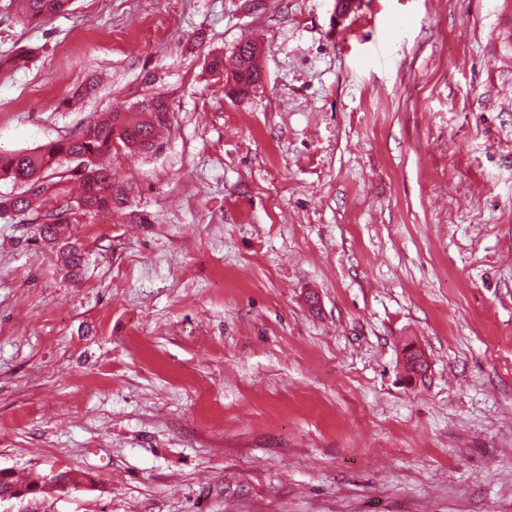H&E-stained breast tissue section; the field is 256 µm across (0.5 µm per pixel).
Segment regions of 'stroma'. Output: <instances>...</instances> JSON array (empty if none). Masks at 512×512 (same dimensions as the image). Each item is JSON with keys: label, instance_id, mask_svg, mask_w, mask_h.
Returning <instances> with one entry per match:
<instances>
[{"label": "stroma", "instance_id": "stroma-1", "mask_svg": "<svg viewBox=\"0 0 512 512\" xmlns=\"http://www.w3.org/2000/svg\"><path fill=\"white\" fill-rule=\"evenodd\" d=\"M511 32L512 0H0L1 152L174 114L111 159L147 223L0 215V468L80 481L45 512H512ZM249 39L236 97L206 61ZM22 21L42 24L67 11L71 0H22ZM257 46L251 42L241 44L226 61L234 60L236 72H233L232 80L230 77L225 81L227 85L233 86V91L238 94H246L250 86L255 82V72H259L256 64Z\"/></svg>", "mask_w": 512, "mask_h": 512}]
</instances>
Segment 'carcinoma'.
I'll return each mask as SVG.
<instances>
[{
    "instance_id": "1",
    "label": "carcinoma",
    "mask_w": 512,
    "mask_h": 512,
    "mask_svg": "<svg viewBox=\"0 0 512 512\" xmlns=\"http://www.w3.org/2000/svg\"><path fill=\"white\" fill-rule=\"evenodd\" d=\"M22 21L42 24L67 11L71 0H22ZM257 46L241 44L230 56L236 62V72L226 84L233 91L245 94L255 82ZM170 108L165 99L148 97L130 109L116 104L107 119L86 126L75 138L61 139L30 150L0 153V179L24 187L17 194L0 195V213H25L36 209L45 195L66 199V203L47 214L40 233L50 240L56 238L62 224L78 223V215L110 210L127 204L124 188L112 180V173L97 163L106 153L145 155L158 144L161 131L170 127ZM78 182L83 194L69 197L68 185ZM34 481L17 483L14 477L0 478V499L14 496Z\"/></svg>"
}]
</instances>
